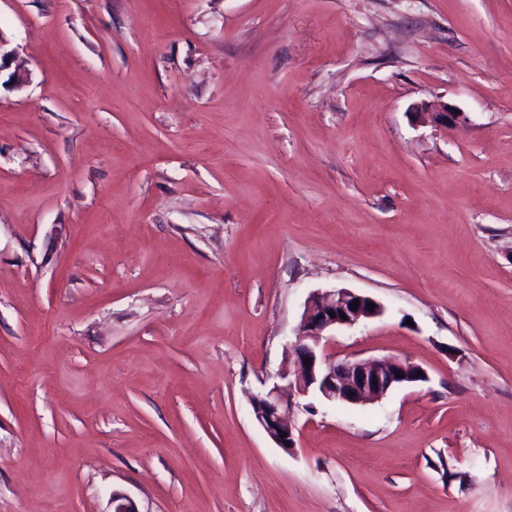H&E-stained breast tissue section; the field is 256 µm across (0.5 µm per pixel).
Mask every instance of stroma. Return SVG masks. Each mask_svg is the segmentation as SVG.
<instances>
[{"instance_id": "obj_1", "label": "stroma", "mask_w": 512, "mask_h": 512, "mask_svg": "<svg viewBox=\"0 0 512 512\" xmlns=\"http://www.w3.org/2000/svg\"><path fill=\"white\" fill-rule=\"evenodd\" d=\"M0 34V512H512V0H0ZM335 288L384 312L329 353L427 379L298 398L286 451L250 399ZM414 113L420 115L424 121L448 129V126H456L464 117L448 107V104L422 103L417 106Z\"/></svg>"}]
</instances>
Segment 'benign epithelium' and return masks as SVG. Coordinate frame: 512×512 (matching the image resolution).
Returning <instances> with one entry per match:
<instances>
[{"label":"benign epithelium","mask_w":512,"mask_h":512,"mask_svg":"<svg viewBox=\"0 0 512 512\" xmlns=\"http://www.w3.org/2000/svg\"><path fill=\"white\" fill-rule=\"evenodd\" d=\"M415 113L425 121L446 128L456 126L463 116L446 104L423 103ZM359 300L357 310L350 309ZM375 299L347 288L312 293L301 315L296 340L287 351L279 373L281 383L254 397L255 420L278 445L290 451L296 447V428L290 413L297 397H315L335 405H358L382 399L389 393L427 380L418 365L397 358H346L336 361L324 353L323 341L338 328H352L383 313L381 304L369 309ZM335 316H330V313ZM403 377H397V373ZM286 437H280V434Z\"/></svg>","instance_id":"1"}]
</instances>
